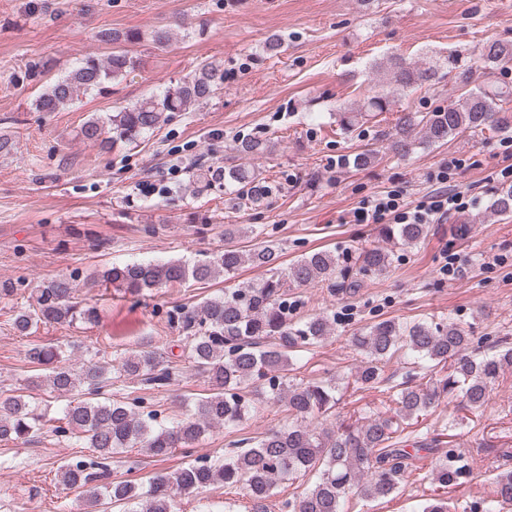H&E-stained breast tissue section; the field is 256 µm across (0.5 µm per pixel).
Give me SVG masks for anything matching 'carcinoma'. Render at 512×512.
Here are the masks:
<instances>
[{"instance_id":"carcinoma-1","label":"carcinoma","mask_w":512,"mask_h":512,"mask_svg":"<svg viewBox=\"0 0 512 512\" xmlns=\"http://www.w3.org/2000/svg\"><path fill=\"white\" fill-rule=\"evenodd\" d=\"M103 39L116 44L108 57L101 60L89 55L67 75L49 82L34 101L37 111L58 112L81 94H101L139 66V60L119 46L139 40V32H108ZM482 59L488 78L475 86L472 67L462 61L457 50L443 58L429 56L412 63L390 56L375 64L389 73V83L401 92L434 85L444 67L455 73L463 89L459 99L446 106L428 112L400 111L387 133L394 155L405 157L417 144L443 145L448 138L469 130L512 131V85L493 79L497 72L512 70V43H488ZM223 85L220 65L207 62L161 94L124 107L105 121L90 118L79 135L103 148L132 144L156 129L164 113L183 112L210 99ZM390 104L389 95L378 92L356 108L336 113V119L348 130L370 112L389 111ZM232 150L242 163L212 171L213 178L232 187L229 205L238 206L243 199L257 204L269 197L272 186L248 164L267 152L266 143L258 138L237 139ZM492 211L512 215V187L498 190ZM427 232L426 224H387L383 236L413 247ZM279 259L272 244L246 250L228 242L224 249L193 264L176 259L114 266L105 272L112 285L138 297L167 284L207 282L220 276L229 280L245 265L269 268L271 275L260 281L197 307L177 306L167 311L169 323L185 335L188 358L212 386L211 393L197 400L189 418L165 423L154 410L140 413L128 402L104 396L103 389L113 378L157 386L170 383L172 367L161 353H131L112 360L110 366L90 359L74 367L60 349L34 347L27 351L28 362L42 370L30 386H46L56 398L66 401L55 432L83 442L101 458L99 462L61 465L58 477L63 485L98 488L105 502L121 506L125 512H175L178 495L197 493L217 482L241 484L248 490L251 512H265V501L278 482L310 474L314 477L310 487L285 507L290 512H347L345 504L352 496L377 501L393 495L416 455L433 451L438 454L432 472L435 489L419 512H450L448 490L462 485L467 476L464 458L455 449L425 447L411 453L400 447L391 417L367 414L354 425L335 428L311 422L314 415H325L336 406V381L296 382L288 372L297 352L331 334L336 315L296 317L297 305L288 302L286 289L334 278L336 288L351 291L359 281L346 280L345 258L329 250L306 254L286 268L278 267ZM355 264L364 277L381 276L391 268L392 257L388 250L373 246L361 249ZM77 320L96 324L97 308L78 307L73 280L59 275L35 288V304L15 315L13 327L25 334L38 324L70 326ZM350 342L362 356L361 364L351 372L353 383L363 387L384 382L385 365L396 355L407 358L411 370L406 380L391 386L395 415L403 421L418 419L435 408L441 397L454 392L467 406L481 408L500 373L512 368L511 344L496 340L486 350L476 348L474 343L481 344L484 339H474L458 323L444 318L412 323L382 320L353 333ZM279 404L288 411V423L254 446L224 455L221 464L200 460L172 473H158L146 488L128 480L107 481L103 461L112 453L139 445L164 457L215 428H234L264 408ZM42 417L29 396L1 393L0 442L28 440ZM494 484L493 499L473 503L470 512L512 509V470L497 473Z\"/></svg>"}]
</instances>
